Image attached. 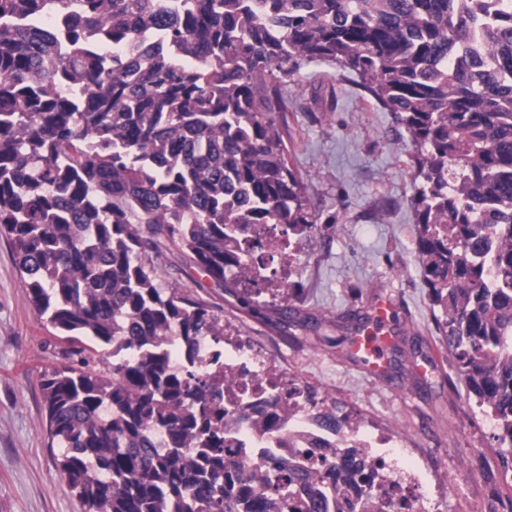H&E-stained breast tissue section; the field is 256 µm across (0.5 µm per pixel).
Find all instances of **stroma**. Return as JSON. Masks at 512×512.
<instances>
[{
    "instance_id": "stroma-1",
    "label": "stroma",
    "mask_w": 512,
    "mask_h": 512,
    "mask_svg": "<svg viewBox=\"0 0 512 512\" xmlns=\"http://www.w3.org/2000/svg\"><path fill=\"white\" fill-rule=\"evenodd\" d=\"M283 95L284 141L322 222L316 244L304 246L292 268V301L323 326L283 333L240 313L232 295L185 268L174 250L159 260L162 284L203 299L223 319L225 334L248 338L292 376L330 393L354 420L403 441L434 478L437 512H497L512 488L493 427L474 417L465 391L449 390L450 363L437 356L410 206L411 143L335 63L306 64ZM380 290L399 300L402 331L389 374L376 379L347 353L353 323L345 315ZM27 296L2 237L0 512H82L47 447L40 391L41 372L60 365L64 345L38 321Z\"/></svg>"
}]
</instances>
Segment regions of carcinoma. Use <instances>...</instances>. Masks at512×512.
Returning <instances> with one entry per match:
<instances>
[{"instance_id":"1","label":"carcinoma","mask_w":512,"mask_h":512,"mask_svg":"<svg viewBox=\"0 0 512 512\" xmlns=\"http://www.w3.org/2000/svg\"><path fill=\"white\" fill-rule=\"evenodd\" d=\"M475 25L461 0H0V236L66 343L40 390L83 512H323L360 471L347 455L235 479L223 381L155 344L224 335L160 284L172 248L282 332L320 325L259 300L237 243L248 224L316 240L282 95L313 59L356 73L409 135L440 347L512 473V8L484 28L490 65L462 52Z\"/></svg>"}]
</instances>
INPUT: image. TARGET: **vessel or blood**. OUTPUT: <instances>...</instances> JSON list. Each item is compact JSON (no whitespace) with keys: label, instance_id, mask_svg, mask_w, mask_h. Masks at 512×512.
Returning <instances> with one entry per match:
<instances>
[{"label":"vessel or blood","instance_id":"1","mask_svg":"<svg viewBox=\"0 0 512 512\" xmlns=\"http://www.w3.org/2000/svg\"><path fill=\"white\" fill-rule=\"evenodd\" d=\"M398 305L390 294H377L366 307V317L349 341L348 351L374 377L390 368L395 343Z\"/></svg>","mask_w":512,"mask_h":512}]
</instances>
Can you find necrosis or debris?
Listing matches in <instances>:
<instances>
[{
  "label": "necrosis or debris",
  "mask_w": 512,
  "mask_h": 512,
  "mask_svg": "<svg viewBox=\"0 0 512 512\" xmlns=\"http://www.w3.org/2000/svg\"><path fill=\"white\" fill-rule=\"evenodd\" d=\"M203 366L224 376V432L239 450L243 476L280 461L308 466L310 458L356 447L361 477L375 495L369 512H430L434 492L425 468L405 461L395 437L364 425L331 423L307 402L301 381L289 378L275 361L245 338L216 343L203 337Z\"/></svg>",
  "instance_id": "4bbe7bcc"
}]
</instances>
